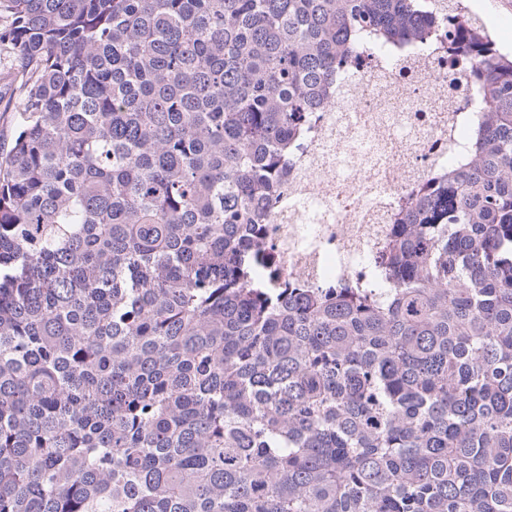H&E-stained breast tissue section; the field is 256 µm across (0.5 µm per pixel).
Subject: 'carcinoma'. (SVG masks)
<instances>
[{"label": "carcinoma", "instance_id": "carcinoma-1", "mask_svg": "<svg viewBox=\"0 0 512 512\" xmlns=\"http://www.w3.org/2000/svg\"><path fill=\"white\" fill-rule=\"evenodd\" d=\"M380 41L457 49L463 163L392 288L254 282ZM0 512H512V55L460 0H0ZM14 86L10 77V59L0 55V154L11 147L14 112H10L14 101Z\"/></svg>", "mask_w": 512, "mask_h": 512}]
</instances>
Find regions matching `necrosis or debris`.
I'll return each mask as SVG.
<instances>
[{
	"mask_svg": "<svg viewBox=\"0 0 512 512\" xmlns=\"http://www.w3.org/2000/svg\"><path fill=\"white\" fill-rule=\"evenodd\" d=\"M444 50L394 56L376 45L338 79V90L285 172L288 204L266 232L283 276L311 288H382L395 279L380 248L395 200L454 161L474 97Z\"/></svg>",
	"mask_w": 512,
	"mask_h": 512,
	"instance_id": "4bbe7bcc",
	"label": "necrosis or debris"
}]
</instances>
